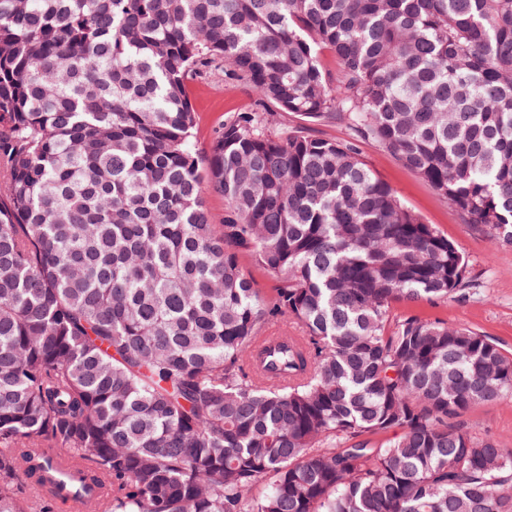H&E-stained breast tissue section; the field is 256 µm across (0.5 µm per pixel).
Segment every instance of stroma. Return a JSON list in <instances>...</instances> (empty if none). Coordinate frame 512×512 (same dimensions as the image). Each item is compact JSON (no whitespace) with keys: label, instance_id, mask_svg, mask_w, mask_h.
<instances>
[{"label":"stroma","instance_id":"1","mask_svg":"<svg viewBox=\"0 0 512 512\" xmlns=\"http://www.w3.org/2000/svg\"><path fill=\"white\" fill-rule=\"evenodd\" d=\"M189 97L196 112L194 143L201 152L207 150L224 120L255 103L245 81L225 77L220 70L192 81ZM359 150L401 202L453 241L467 261L469 287L444 300L395 304L394 315L471 327L512 352V248L494 246L484 231L465 223L425 179L377 143L363 141ZM474 419L473 434L492 436L501 447L512 448V397L479 406Z\"/></svg>","mask_w":512,"mask_h":512}]
</instances>
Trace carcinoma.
<instances>
[{"label":"carcinoma","instance_id":"obj_1","mask_svg":"<svg viewBox=\"0 0 512 512\" xmlns=\"http://www.w3.org/2000/svg\"><path fill=\"white\" fill-rule=\"evenodd\" d=\"M221 67L255 108L202 156ZM366 139L512 248V0H0V512L39 448L107 487L75 512H512V450L464 422L512 354L392 314L466 263ZM189 97L196 112L194 143L198 152L209 147L215 130L228 117L250 109L255 97L243 80L230 79L215 71L191 82ZM239 261L243 271L254 280L261 294L266 298L270 297L276 287V278L257 264L250 254H241Z\"/></svg>","mask_w":512,"mask_h":512}]
</instances>
